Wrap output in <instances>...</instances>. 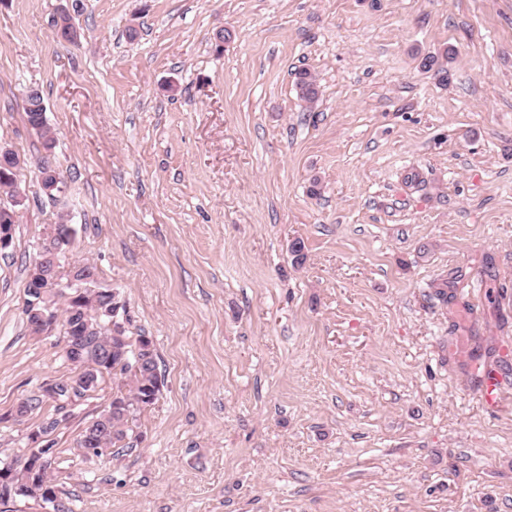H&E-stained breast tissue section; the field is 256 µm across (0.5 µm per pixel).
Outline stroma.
<instances>
[{
	"mask_svg": "<svg viewBox=\"0 0 512 512\" xmlns=\"http://www.w3.org/2000/svg\"><path fill=\"white\" fill-rule=\"evenodd\" d=\"M447 48L444 83L420 63ZM0 145L27 195L0 254V460L54 412L18 403L70 371L61 325L24 314L62 212L163 380L127 448L76 449L109 375L47 436L75 512H512V0H0ZM295 86L301 100L309 104H314L318 100L319 89L316 79L307 70L296 73ZM24 112L27 117V122L32 129L36 130L40 137L43 139L44 149H51L54 147V140L48 134L46 128L45 112L46 108L41 93L36 89H31L25 96ZM44 114V117H43Z\"/></svg>",
	"mask_w": 512,
	"mask_h": 512,
	"instance_id": "35a3bbf8",
	"label": "stroma"
}]
</instances>
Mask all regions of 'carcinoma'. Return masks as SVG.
Returning <instances> with one entry per match:
<instances>
[{"label":"carcinoma","mask_w":512,"mask_h":512,"mask_svg":"<svg viewBox=\"0 0 512 512\" xmlns=\"http://www.w3.org/2000/svg\"><path fill=\"white\" fill-rule=\"evenodd\" d=\"M295 86L299 98L309 104L318 100L316 79L306 70L296 73ZM24 112L27 122L43 139L46 149L54 147L48 134L44 100L41 93L31 89L25 96ZM20 159L13 151L0 156V195L14 198L17 190L16 171ZM65 290H46L47 302L55 306L62 303V327L65 346L80 349L83 366H73L76 375L92 378L90 387L76 396L81 402L96 390L106 375L120 376L117 391L112 395V415L108 418L98 414L82 430L76 448L83 455L99 457L107 450L129 438L135 413L152 405L160 393L162 379L158 372V357L152 340L141 334L135 338L127 333L110 334L104 320L98 319L93 310L81 309L69 302ZM28 456L0 465L6 469L5 478H0V505L6 506L18 497L33 499L52 508V512H74L72 502L63 498L64 491L49 474V466L36 470L24 464Z\"/></svg>","instance_id":"cac0c4a2"}]
</instances>
